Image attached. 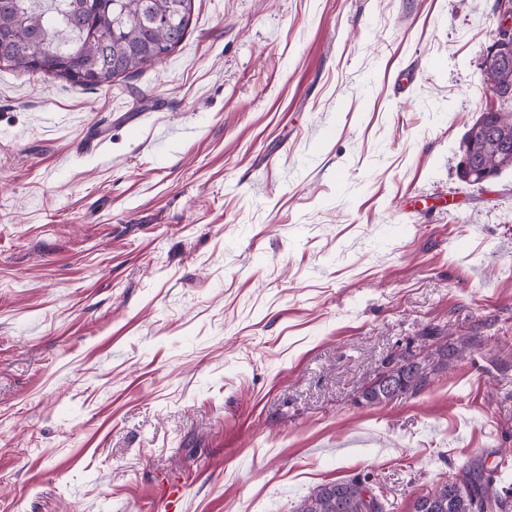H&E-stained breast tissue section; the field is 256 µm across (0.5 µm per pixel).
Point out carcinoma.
<instances>
[{
  "instance_id": "cac0c4a2",
  "label": "carcinoma",
  "mask_w": 512,
  "mask_h": 512,
  "mask_svg": "<svg viewBox=\"0 0 512 512\" xmlns=\"http://www.w3.org/2000/svg\"><path fill=\"white\" fill-rule=\"evenodd\" d=\"M175 0H124L126 26L113 27L105 0H0V67L22 69L83 88H111L163 61L186 38L189 25L161 24V11ZM483 80L500 108L484 111L468 127L460 147L475 140L481 161L491 169L512 170V58L482 69ZM475 336L436 349L433 369L471 353ZM396 357L400 394H417L429 383L424 366ZM498 470L479 460L416 498L411 512H512V490L499 485ZM394 502L381 485L360 476L317 486L293 512H392Z\"/></svg>"
}]
</instances>
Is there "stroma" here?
<instances>
[{
    "instance_id": "35a3bbf8",
    "label": "stroma",
    "mask_w": 512,
    "mask_h": 512,
    "mask_svg": "<svg viewBox=\"0 0 512 512\" xmlns=\"http://www.w3.org/2000/svg\"><path fill=\"white\" fill-rule=\"evenodd\" d=\"M498 25L495 0H195L112 88L1 69L0 512H164L171 482L181 512H292L357 474L410 512L512 463V170L458 168ZM429 328L483 342L365 404Z\"/></svg>"
}]
</instances>
